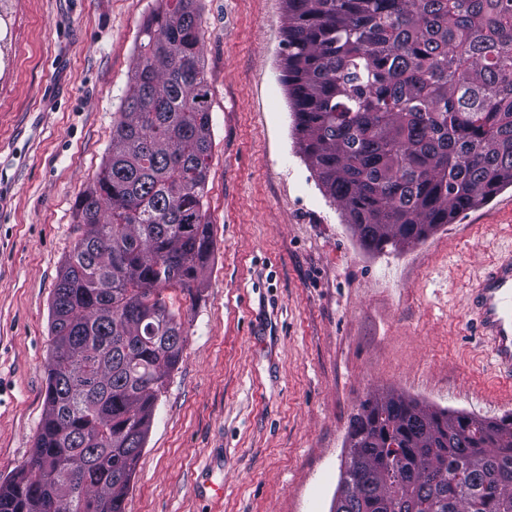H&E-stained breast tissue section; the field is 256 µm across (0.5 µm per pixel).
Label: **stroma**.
<instances>
[{"label": "stroma", "mask_w": 512, "mask_h": 512, "mask_svg": "<svg viewBox=\"0 0 512 512\" xmlns=\"http://www.w3.org/2000/svg\"><path fill=\"white\" fill-rule=\"evenodd\" d=\"M158 0H0V482L40 430L50 306ZM214 249L125 512H329L368 393L512 415L468 291L512 249V187L371 253L298 143L284 0H198Z\"/></svg>", "instance_id": "1"}]
</instances>
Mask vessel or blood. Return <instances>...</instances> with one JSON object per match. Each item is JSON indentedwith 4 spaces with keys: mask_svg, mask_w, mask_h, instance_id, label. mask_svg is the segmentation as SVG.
<instances>
[{
    "mask_svg": "<svg viewBox=\"0 0 512 512\" xmlns=\"http://www.w3.org/2000/svg\"><path fill=\"white\" fill-rule=\"evenodd\" d=\"M468 308L475 313L477 330L490 345L495 371L512 378V253L492 262L471 288Z\"/></svg>",
    "mask_w": 512,
    "mask_h": 512,
    "instance_id": "b4317fda",
    "label": "vessel or blood"
}]
</instances>
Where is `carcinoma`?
I'll return each mask as SVG.
<instances>
[{
  "label": "carcinoma",
  "mask_w": 512,
  "mask_h": 512,
  "mask_svg": "<svg viewBox=\"0 0 512 512\" xmlns=\"http://www.w3.org/2000/svg\"><path fill=\"white\" fill-rule=\"evenodd\" d=\"M196 0L142 27L105 168L51 303L44 414L0 512H124L188 295L205 218L209 85ZM284 83L299 144L361 245L425 241L512 186V0H286ZM330 512H512V417L371 394L350 417ZM81 480L63 506L58 485Z\"/></svg>",
  "instance_id": "1"
}]
</instances>
